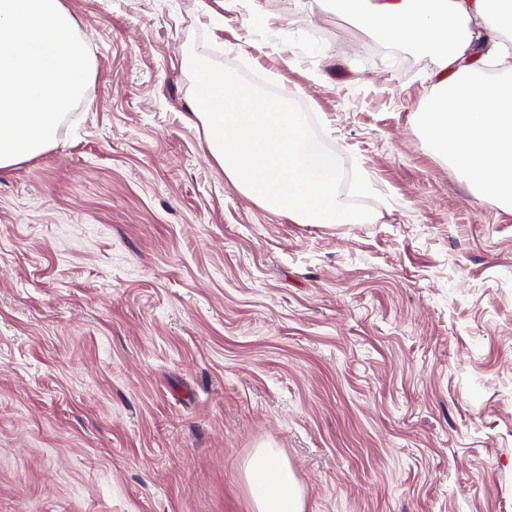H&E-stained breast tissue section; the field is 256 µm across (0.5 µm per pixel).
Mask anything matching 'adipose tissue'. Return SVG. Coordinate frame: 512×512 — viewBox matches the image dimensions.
Masks as SVG:
<instances>
[{
  "label": "adipose tissue",
  "mask_w": 512,
  "mask_h": 512,
  "mask_svg": "<svg viewBox=\"0 0 512 512\" xmlns=\"http://www.w3.org/2000/svg\"><path fill=\"white\" fill-rule=\"evenodd\" d=\"M383 42L437 66L414 115L430 150L475 193L512 210V0H336ZM253 512H303L285 458L258 449L245 469Z\"/></svg>",
  "instance_id": "obj_1"
}]
</instances>
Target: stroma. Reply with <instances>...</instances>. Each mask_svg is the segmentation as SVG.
I'll list each match as a JSON object with an SVG mask.
<instances>
[{
	"instance_id": "35a3bbf8",
	"label": "stroma",
	"mask_w": 512,
	"mask_h": 512,
	"mask_svg": "<svg viewBox=\"0 0 512 512\" xmlns=\"http://www.w3.org/2000/svg\"><path fill=\"white\" fill-rule=\"evenodd\" d=\"M63 3L93 76L0 170V512H252L259 448L303 512H512V210L428 149L434 63L329 0ZM194 52L329 124L373 217L239 192Z\"/></svg>"
}]
</instances>
